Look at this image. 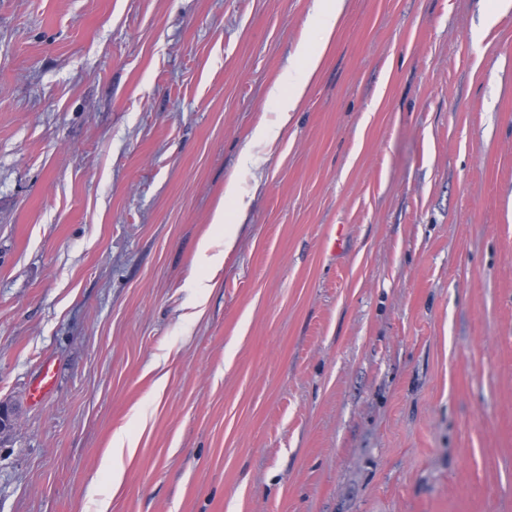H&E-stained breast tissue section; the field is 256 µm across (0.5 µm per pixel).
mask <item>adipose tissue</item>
I'll use <instances>...</instances> for the list:
<instances>
[{"instance_id": "1", "label": "adipose tissue", "mask_w": 512, "mask_h": 512, "mask_svg": "<svg viewBox=\"0 0 512 512\" xmlns=\"http://www.w3.org/2000/svg\"><path fill=\"white\" fill-rule=\"evenodd\" d=\"M346 8V0H315L314 23L321 37L314 42L302 41L295 50L296 58L304 63L302 73L294 78L289 87L274 85L270 95L276 103V119L273 123L259 124L254 133L255 143H269L276 140L286 129L293 112L299 108L306 90L316 74L326 52L331 35Z\"/></svg>"}]
</instances>
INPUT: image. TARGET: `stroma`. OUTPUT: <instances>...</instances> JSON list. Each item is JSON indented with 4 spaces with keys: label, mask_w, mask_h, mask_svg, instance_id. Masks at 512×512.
<instances>
[{
    "label": "stroma",
    "mask_w": 512,
    "mask_h": 512,
    "mask_svg": "<svg viewBox=\"0 0 512 512\" xmlns=\"http://www.w3.org/2000/svg\"><path fill=\"white\" fill-rule=\"evenodd\" d=\"M313 2L0 0V512H512V8L347 0L255 144ZM346 0H315L314 24L319 27L321 39L315 42L302 41L295 49L296 59L304 63L303 72L292 80L287 90L275 84L270 96L276 102V119L271 124L260 123L254 133L253 141L258 144L276 140L286 129L305 96L308 85L316 74L321 59L326 52L331 35L346 8ZM136 443L124 432H116L112 436V452L106 454L102 461V467L109 472L112 479V486L119 488L124 478L123 458L125 451L129 457L132 456Z\"/></svg>",
    "instance_id": "stroma-1"
}]
</instances>
